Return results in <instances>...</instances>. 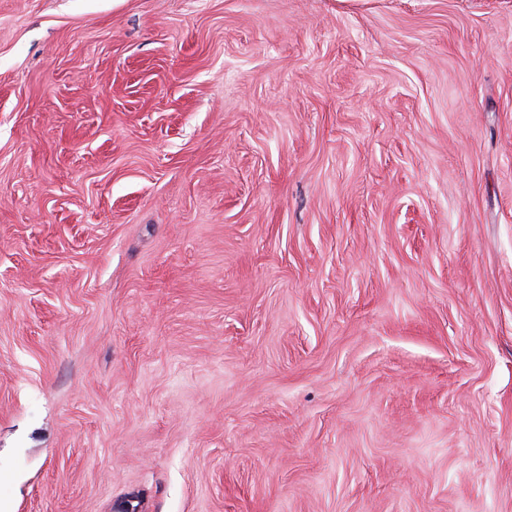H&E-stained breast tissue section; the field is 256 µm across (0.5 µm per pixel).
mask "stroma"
<instances>
[{
  "mask_svg": "<svg viewBox=\"0 0 512 512\" xmlns=\"http://www.w3.org/2000/svg\"><path fill=\"white\" fill-rule=\"evenodd\" d=\"M0 512H512V0H0Z\"/></svg>",
  "mask_w": 512,
  "mask_h": 512,
  "instance_id": "obj_1",
  "label": "stroma"
}]
</instances>
